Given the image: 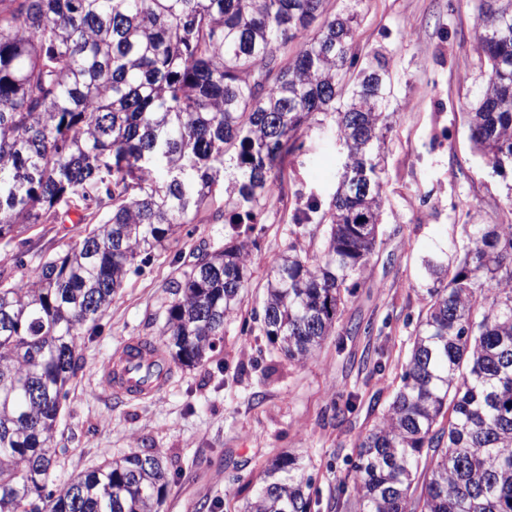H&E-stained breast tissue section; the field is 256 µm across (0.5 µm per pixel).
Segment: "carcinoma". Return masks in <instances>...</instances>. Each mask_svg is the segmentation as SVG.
Segmentation results:
<instances>
[{
	"label": "carcinoma",
	"instance_id": "carcinoma-1",
	"mask_svg": "<svg viewBox=\"0 0 512 512\" xmlns=\"http://www.w3.org/2000/svg\"><path fill=\"white\" fill-rule=\"evenodd\" d=\"M0 0V242L82 204L98 224L34 275L0 270V512H162L168 478L156 453L104 460L55 482L57 430L76 375L78 331L112 305L127 272L212 207L238 229L259 223L272 172L301 130L331 118L360 163L390 129L388 62L353 52L351 0ZM487 76L470 136L487 164L512 158V9L479 16ZM162 164L168 177L153 175ZM112 175L111 181L101 176ZM379 181L356 182L325 212L321 255L293 242L265 286L261 332L293 361L341 321L381 223ZM455 266L416 331L403 385L357 446L343 512H512V224H471ZM244 246L209 247L173 283L148 376L204 364L248 288ZM295 458L260 478L247 512H313Z\"/></svg>",
	"mask_w": 512,
	"mask_h": 512
}]
</instances>
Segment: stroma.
<instances>
[{"instance_id":"1","label":"stroma","mask_w":512,"mask_h":512,"mask_svg":"<svg viewBox=\"0 0 512 512\" xmlns=\"http://www.w3.org/2000/svg\"><path fill=\"white\" fill-rule=\"evenodd\" d=\"M479 0H362L354 46L382 51L394 95L392 128L380 150L385 199L377 246L336 330L313 357L293 362L273 351L255 318L267 274L288 247L316 251L320 224L297 226L307 202L328 207L345 150L331 123L304 127L303 147L286 157L250 242L248 287L224 323V341L197 367L173 366L146 398L107 391L105 362L129 339L158 338L170 283L197 249L231 242L229 225L200 214L169 249L131 268L96 328L77 337L81 367L68 386L57 440L58 481L131 452H158L169 486L163 512H245L263 470L277 457L302 458L318 512H341L338 488H352L359 440L382 419L402 383L415 331L434 282L425 263L453 260L471 224H512V174L493 173L464 118L485 81L477 40ZM98 217L73 209L0 243V269L27 277L63 254ZM361 332H353V324Z\"/></svg>"}]
</instances>
